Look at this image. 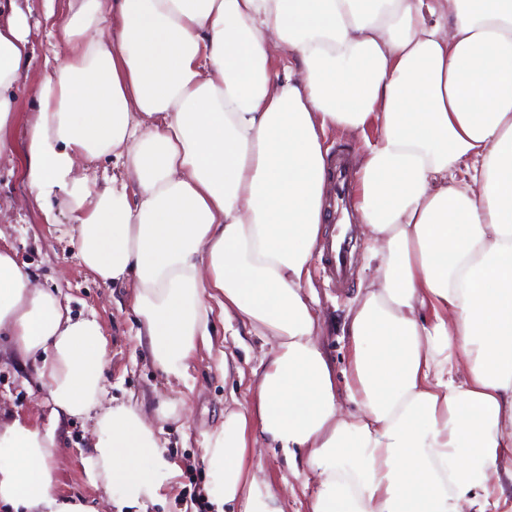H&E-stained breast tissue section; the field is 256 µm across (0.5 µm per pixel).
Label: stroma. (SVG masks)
Listing matches in <instances>:
<instances>
[{
    "label": "stroma",
    "mask_w": 512,
    "mask_h": 512,
    "mask_svg": "<svg viewBox=\"0 0 512 512\" xmlns=\"http://www.w3.org/2000/svg\"><path fill=\"white\" fill-rule=\"evenodd\" d=\"M37 103L29 91L17 95L14 138L10 155L0 158V231L13 248L18 262L27 266L36 281L47 288H59L69 296L73 314L96 315L109 341L106 388L109 396L123 399L135 394L145 407L158 401H177L189 409L184 418L158 421L166 455L178 464L180 477L168 485L162 501L152 512H215L204 490L208 480L203 459L204 438L224 420V407L231 401H245L264 357L261 338L234 336L223 330V313L211 315L218 334L211 349H200L190 359L186 380L168 381L153 367L146 348L137 336L139 323L132 312L131 291L96 280L84 267L76 246L72 221L66 207L56 209V225L46 224L42 214L29 207L30 189L24 177L23 141ZM358 240L356 268L343 285H331L324 275L320 255H313L309 285L320 301L325 322L323 347L337 370H344L350 357L348 339L343 334L346 315L360 281L374 269L367 265L368 241L362 224H355ZM0 409L19 415L34 426L50 424L45 393L37 384L32 365L15 355L10 337L0 335ZM91 422L72 418L57 430L60 448L52 466L59 495L116 512L105 490L91 476L89 457L92 445ZM257 477L281 490L285 512H307V500L314 484L312 473L294 476L283 454L266 444H258L248 457Z\"/></svg>",
    "instance_id": "obj_1"
}]
</instances>
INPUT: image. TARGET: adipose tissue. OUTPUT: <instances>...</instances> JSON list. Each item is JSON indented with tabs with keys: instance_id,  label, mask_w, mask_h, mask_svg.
Returning <instances> with one entry per match:
<instances>
[{
	"instance_id": "adipose-tissue-1",
	"label": "adipose tissue",
	"mask_w": 512,
	"mask_h": 512,
	"mask_svg": "<svg viewBox=\"0 0 512 512\" xmlns=\"http://www.w3.org/2000/svg\"><path fill=\"white\" fill-rule=\"evenodd\" d=\"M45 56L24 135L30 200L67 205L79 257L132 291L153 366L182 380L225 327L270 343L247 402L205 438L218 512H284L247 467L260 436L318 486L308 512H501L512 501V0H43ZM20 0L0 16V156L34 58ZM283 59L274 69L273 59ZM378 136L356 211L376 263L337 392L308 290L325 220L326 128ZM114 158L122 177L77 176ZM32 362L51 426L0 422V504L58 496L55 427L93 420L91 468L146 512L177 476L152 420L105 405L108 340L0 246V334ZM353 411H344V403Z\"/></svg>"
}]
</instances>
